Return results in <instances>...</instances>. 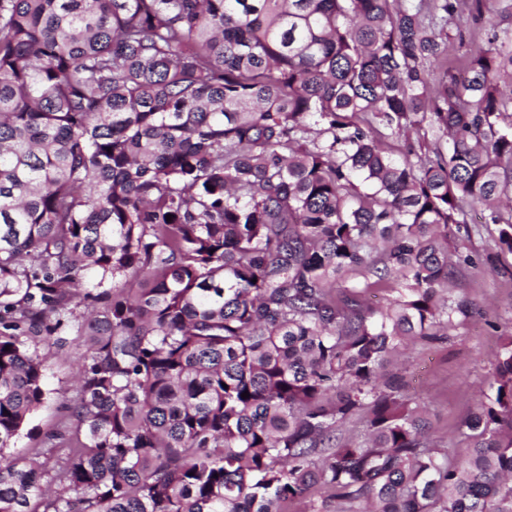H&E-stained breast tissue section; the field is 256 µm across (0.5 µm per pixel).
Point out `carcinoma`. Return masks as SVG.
Instances as JSON below:
<instances>
[{
    "label": "carcinoma",
    "mask_w": 512,
    "mask_h": 512,
    "mask_svg": "<svg viewBox=\"0 0 512 512\" xmlns=\"http://www.w3.org/2000/svg\"><path fill=\"white\" fill-rule=\"evenodd\" d=\"M485 2L450 59L460 0H0V512H512V336L461 456L377 383L472 313L467 209L512 254V28ZM412 133L443 144L381 140ZM80 306L70 426L5 453L46 395L29 343ZM284 512H342L340 506L336 503L330 504L328 507L322 505L320 494H312L302 497H296L288 500L284 505Z\"/></svg>",
    "instance_id": "cac0c4a2"
}]
</instances>
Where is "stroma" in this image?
<instances>
[{"label":"stroma","mask_w":512,"mask_h":512,"mask_svg":"<svg viewBox=\"0 0 512 512\" xmlns=\"http://www.w3.org/2000/svg\"><path fill=\"white\" fill-rule=\"evenodd\" d=\"M495 235V225L486 224L471 239L450 241L451 248L474 261L451 291L468 296L476 313L459 322L442 340L409 344L385 369L386 375L401 377L407 395L424 410L429 434L444 451L466 447L463 424L488 390L504 340L512 336V255L487 262ZM62 336L63 344L35 346L48 359L47 396L17 437L16 454H37L47 434L63 425V403L75 394L79 351L73 327H66Z\"/></svg>","instance_id":"35a3bbf8"}]
</instances>
